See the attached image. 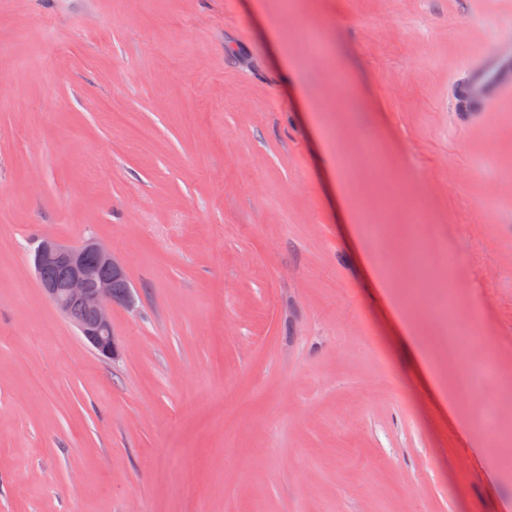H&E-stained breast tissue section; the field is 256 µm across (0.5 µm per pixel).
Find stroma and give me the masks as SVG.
<instances>
[{
  "instance_id": "obj_1",
  "label": "stroma",
  "mask_w": 512,
  "mask_h": 512,
  "mask_svg": "<svg viewBox=\"0 0 512 512\" xmlns=\"http://www.w3.org/2000/svg\"><path fill=\"white\" fill-rule=\"evenodd\" d=\"M507 65L512 0H0V512H512ZM90 233L106 361L30 265Z\"/></svg>"
}]
</instances>
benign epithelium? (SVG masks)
Returning <instances> with one entry per match:
<instances>
[{"label": "benign epithelium", "instance_id": "7a95c632", "mask_svg": "<svg viewBox=\"0 0 512 512\" xmlns=\"http://www.w3.org/2000/svg\"><path fill=\"white\" fill-rule=\"evenodd\" d=\"M490 84H475L465 95V103L475 108L485 101ZM39 288L65 318H70L69 301L76 300L89 313V321L76 324L79 335L92 351L103 359L116 354L112 336V309H133L136 295L127 278L124 261L112 248L97 237L89 235L79 243L45 236L31 254ZM49 270L60 271L66 282V292L60 293L57 282L45 275ZM123 283L117 291L113 283Z\"/></svg>", "mask_w": 512, "mask_h": 512}]
</instances>
